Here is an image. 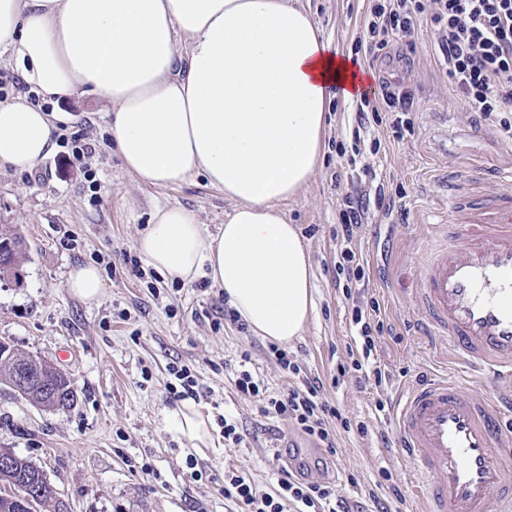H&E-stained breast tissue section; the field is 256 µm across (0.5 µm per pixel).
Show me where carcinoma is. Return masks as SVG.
Returning a JSON list of instances; mask_svg holds the SVG:
<instances>
[{
    "label": "carcinoma",
    "mask_w": 512,
    "mask_h": 512,
    "mask_svg": "<svg viewBox=\"0 0 512 512\" xmlns=\"http://www.w3.org/2000/svg\"><path fill=\"white\" fill-rule=\"evenodd\" d=\"M27 246L16 227L0 225V263L11 264L13 273L9 279L20 280V265L26 258ZM0 348L11 351L14 361L0 360V383L10 387L31 403L49 411L70 408L77 401L73 379L51 363L40 360L36 363L29 354L0 341ZM31 372L43 382H32L22 386L21 374ZM37 492L43 505L42 512H62L67 503L49 482L45 471L26 457L13 455L9 464L0 463V512H28L26 496Z\"/></svg>",
    "instance_id": "carcinoma-1"
}]
</instances>
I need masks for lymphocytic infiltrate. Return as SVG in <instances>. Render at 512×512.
I'll return each mask as SVG.
<instances>
[{
	"label": "lymphocytic infiltrate",
	"mask_w": 512,
	"mask_h": 512,
	"mask_svg": "<svg viewBox=\"0 0 512 512\" xmlns=\"http://www.w3.org/2000/svg\"><path fill=\"white\" fill-rule=\"evenodd\" d=\"M430 25L442 52L440 66L455 87L460 99L479 119L512 112V0H375L370 12L367 36L360 46L371 56H379L396 44L411 43L422 25ZM367 207L362 192L347 194L340 213L338 237L346 243V264L342 272L347 282L344 295L364 277V267L349 245L357 238ZM362 339L361 354L349 364L338 365L339 374L381 380L374 362L376 348L373 314L356 313ZM249 352H241L235 386L239 393L261 400L263 415L289 421L305 434L333 448L329 418L340 412L324 401L322 386L305 381L303 387L268 395L263 381L247 370ZM224 497L235 503L239 512H349L344 500L328 483L296 476L278 469L274 491L266 492L242 474H224Z\"/></svg>",
	"instance_id": "lymphocytic-infiltrate-1"
}]
</instances>
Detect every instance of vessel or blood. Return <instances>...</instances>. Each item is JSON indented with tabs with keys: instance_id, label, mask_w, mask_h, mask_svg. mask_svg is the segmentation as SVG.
<instances>
[{
	"instance_id": "1",
	"label": "vessel or blood",
	"mask_w": 512,
	"mask_h": 512,
	"mask_svg": "<svg viewBox=\"0 0 512 512\" xmlns=\"http://www.w3.org/2000/svg\"><path fill=\"white\" fill-rule=\"evenodd\" d=\"M501 171L457 174L448 218L431 225L415 291L418 325L442 342L467 377L427 378L391 402L401 453L429 479L425 512H512V189Z\"/></svg>"
}]
</instances>
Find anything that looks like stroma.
<instances>
[{
  "instance_id": "35a3bbf8",
  "label": "stroma",
  "mask_w": 512,
  "mask_h": 512,
  "mask_svg": "<svg viewBox=\"0 0 512 512\" xmlns=\"http://www.w3.org/2000/svg\"><path fill=\"white\" fill-rule=\"evenodd\" d=\"M323 36L343 54H355L367 35L372 0H300ZM440 51L430 27H422L412 48L392 46L361 65L377 78L369 92L381 100L383 81L409 86L418 102L413 128L395 138L388 124L363 132L364 157L349 165L337 144L352 147L356 104L334 100L324 155L305 189L283 209L304 238L314 271L316 311L302 336L287 346L305 376L320 380L329 403L350 422H363L367 435L344 431L331 421L335 453L285 421L261 415L254 399L241 396L232 368L249 351L250 370L270 394L292 386L270 351L271 343L224 317L216 288L198 278L191 286L165 282L158 273L139 280L122 263L134 254L139 231L156 207L179 205L217 233L231 204L203 176L167 186L140 182L126 172L110 140L100 96L80 91L54 103L58 112L82 114L72 134L98 146L88 165L55 147L35 170L0 171V224L25 237L27 258L21 282H0V341L49 360L77 388L73 408L48 412L0 384V448L13 449L41 466L70 512H236L222 492L225 470H236L260 489L273 491L276 446L295 447L308 477L335 481L352 512H375L369 491L388 469L404 496L402 512H422L411 494L409 462L396 450L394 423L376 409L417 379L440 373L443 347L421 336L410 295L401 280L421 261L425 225L445 215L448 171L483 162L512 167V140L500 131L503 118L480 121L458 97L439 65ZM485 135L476 144L462 135L470 126ZM385 190L384 204L370 203L352 249L361 254L367 279L352 299L336 286L340 242L336 228L344 195L352 189ZM99 268L104 292L88 303L67 285L73 266ZM377 301L384 323L375 359L385 371L383 385L339 376L359 339L352 307ZM186 364L199 386L197 404L213 421L214 445L192 448L163 421L174 408L166 388L168 368ZM231 414L243 437L225 442L220 419ZM195 454L201 480L186 464Z\"/></svg>"
}]
</instances>
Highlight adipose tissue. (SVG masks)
<instances>
[{"mask_svg": "<svg viewBox=\"0 0 512 512\" xmlns=\"http://www.w3.org/2000/svg\"><path fill=\"white\" fill-rule=\"evenodd\" d=\"M0 51L40 99L0 102V170H33L74 122L46 102L102 96L126 171L153 186L201 174L232 204L216 234L183 207H156L136 240L146 264L184 286L208 276L255 335L301 336L314 272L282 206L320 161L330 96L361 97L371 76L298 0H0ZM164 421L212 447L193 401Z\"/></svg>", "mask_w": 512, "mask_h": 512, "instance_id": "adipose-tissue-1", "label": "adipose tissue"}]
</instances>
